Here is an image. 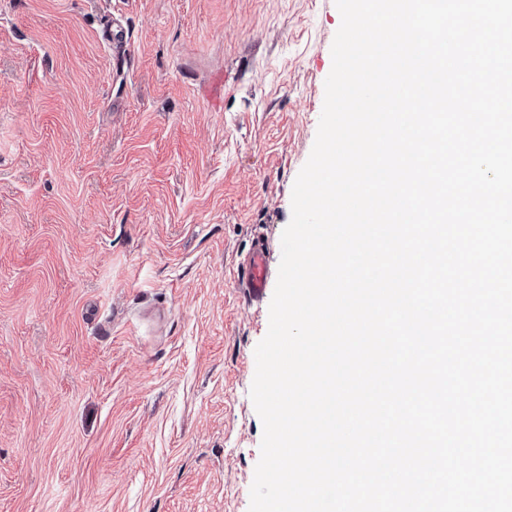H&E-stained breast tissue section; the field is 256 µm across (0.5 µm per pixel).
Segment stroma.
Here are the masks:
<instances>
[{"instance_id":"35a3bbf8","label":"stroma","mask_w":512,"mask_h":512,"mask_svg":"<svg viewBox=\"0 0 512 512\" xmlns=\"http://www.w3.org/2000/svg\"><path fill=\"white\" fill-rule=\"evenodd\" d=\"M340 23L0 0V512H249L271 299L236 269H279ZM269 283V270L266 263V246L257 247L245 258L239 271L238 285L244 288L252 301H259Z\"/></svg>"}]
</instances>
